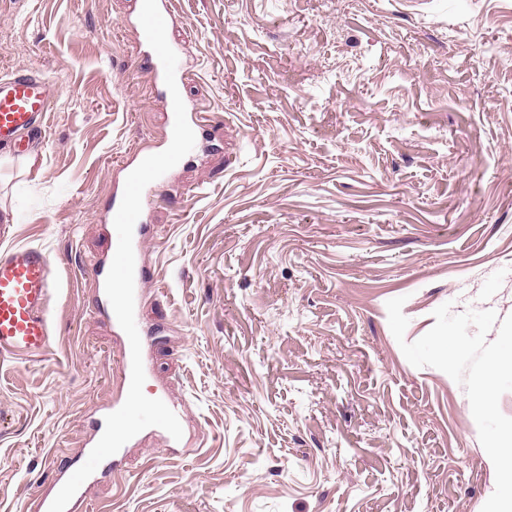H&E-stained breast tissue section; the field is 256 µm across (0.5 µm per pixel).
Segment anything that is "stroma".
Listing matches in <instances>:
<instances>
[{
    "label": "stroma",
    "instance_id": "obj_1",
    "mask_svg": "<svg viewBox=\"0 0 512 512\" xmlns=\"http://www.w3.org/2000/svg\"><path fill=\"white\" fill-rule=\"evenodd\" d=\"M182 96L213 117L162 189L141 261L155 382L185 434L143 436L97 512H481L495 470L463 386L413 342L512 315V0H175ZM138 0H0V75L61 89L0 147V248L42 247L51 352L0 365V512H21L119 396L88 264L122 162L155 150Z\"/></svg>",
    "mask_w": 512,
    "mask_h": 512
}]
</instances>
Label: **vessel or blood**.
<instances>
[{"label":"vessel or blood","instance_id":"b4317fda","mask_svg":"<svg viewBox=\"0 0 512 512\" xmlns=\"http://www.w3.org/2000/svg\"><path fill=\"white\" fill-rule=\"evenodd\" d=\"M144 55L150 67L153 89L157 97L170 100L171 93L164 80L163 66L152 48ZM59 96L57 82L37 72H16L0 76V144L13 145L18 152L28 149L24 137L42 132L46 116ZM162 180H155L144 190L142 212L134 226L133 251L142 255L148 241L147 223L159 200ZM110 261L91 265L89 279L95 288L97 311L112 313L106 295L105 280ZM54 281L48 254L35 246H13L0 250V360L36 362L50 351L53 326L49 301ZM105 429L104 419H97L94 435L86 440L74 463H59L52 493L37 497L33 512H48L54 491L60 490L67 479L84 464Z\"/></svg>","mask_w":512,"mask_h":512}]
</instances>
